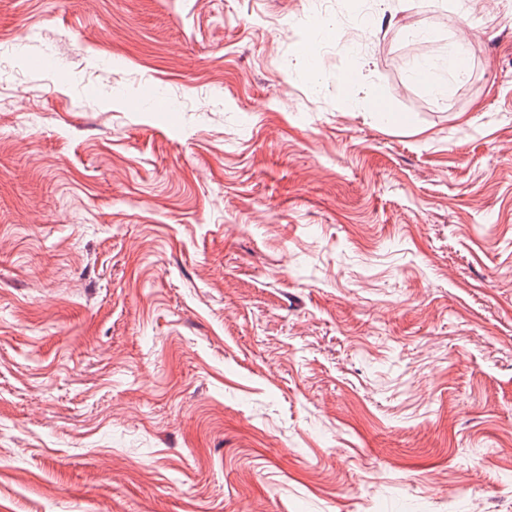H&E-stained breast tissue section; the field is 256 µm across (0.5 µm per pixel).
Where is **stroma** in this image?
I'll return each instance as SVG.
<instances>
[{
  "instance_id": "35a3bbf8",
  "label": "stroma",
  "mask_w": 512,
  "mask_h": 512,
  "mask_svg": "<svg viewBox=\"0 0 512 512\" xmlns=\"http://www.w3.org/2000/svg\"><path fill=\"white\" fill-rule=\"evenodd\" d=\"M0 512H512V0H0ZM470 50L462 42L453 41L448 43L441 55H418L414 62L415 73L430 94L440 96L447 90L448 79L456 83L466 79V69L456 66L454 59L468 55Z\"/></svg>"
}]
</instances>
